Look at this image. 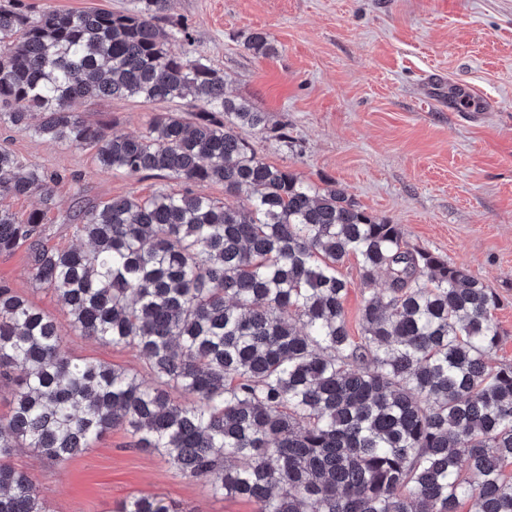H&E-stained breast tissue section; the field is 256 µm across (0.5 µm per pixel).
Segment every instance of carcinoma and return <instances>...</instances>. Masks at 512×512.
Listing matches in <instances>:
<instances>
[{
    "instance_id": "obj_1",
    "label": "carcinoma",
    "mask_w": 512,
    "mask_h": 512,
    "mask_svg": "<svg viewBox=\"0 0 512 512\" xmlns=\"http://www.w3.org/2000/svg\"><path fill=\"white\" fill-rule=\"evenodd\" d=\"M168 0L124 13L0 0V124L93 151L98 168L185 185L82 213L86 248L47 245L58 177L0 146V196L40 193L20 218L0 207V253L23 247L81 335L134 350L146 379L73 360L55 320L0 284V512H47L15 449L65 461L114 428L214 493L258 512H512V364L491 366L496 294L467 268L408 245L333 182L317 186L257 156L266 113L224 76L175 55ZM246 48L275 52L265 31ZM79 98L187 101L123 134L75 111ZM224 185V201L196 193ZM367 289L351 336L339 267ZM390 286L373 291L380 273ZM118 512H186L135 497Z\"/></svg>"
}]
</instances>
